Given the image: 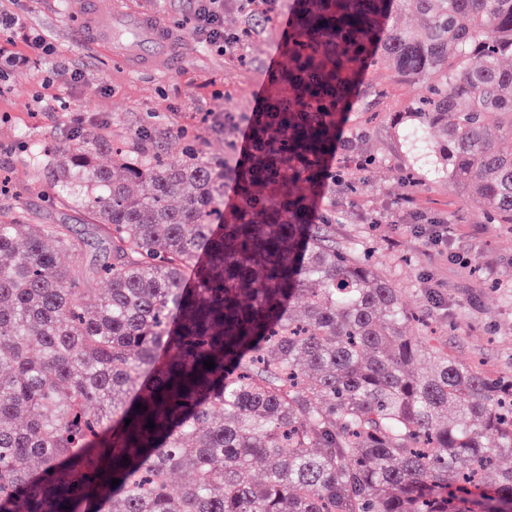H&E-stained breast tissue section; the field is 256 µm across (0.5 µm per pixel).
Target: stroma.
Returning <instances> with one entry per match:
<instances>
[{"label":"stroma","instance_id":"stroma-1","mask_svg":"<svg viewBox=\"0 0 512 512\" xmlns=\"http://www.w3.org/2000/svg\"><path fill=\"white\" fill-rule=\"evenodd\" d=\"M116 4L155 14L171 30L181 53L176 68H138L78 39L68 0H0V11L22 15L56 48L54 56L31 57L0 76V172L12 177L0 193V220L68 225L87 239L89 263L103 260L105 231L56 193L53 166L36 159L31 146L57 155L73 139L103 136L173 159L193 143L224 160V193L239 195L242 138L262 100L283 90L271 59H287L283 25L296 10V0H274L263 17L228 0L224 28L245 41L234 54L221 55L207 48L196 27L194 0H95L105 12ZM75 68L77 82L69 79ZM382 84L392 91L379 101L374 89ZM414 92L386 68L368 71L336 135L362 162L344 171L354 188L325 180L308 196L310 221H332L337 239L368 252L399 288L404 306L416 314L407 335L436 337L457 362L493 377L512 376V224L487 223L467 192L450 187L410 152L402 127ZM185 127L191 139L181 136ZM443 223L456 231L441 241L434 233Z\"/></svg>","mask_w":512,"mask_h":512}]
</instances>
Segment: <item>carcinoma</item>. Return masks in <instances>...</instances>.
Listing matches in <instances>:
<instances>
[{
	"mask_svg": "<svg viewBox=\"0 0 512 512\" xmlns=\"http://www.w3.org/2000/svg\"><path fill=\"white\" fill-rule=\"evenodd\" d=\"M402 2L421 28L389 25ZM292 28L281 139L303 163L284 178L239 171L226 211L222 160L116 150L117 180L106 142L80 140L55 188L112 259L87 266L65 224L0 221V512H512V379L405 335L399 289L308 223L302 193L334 148L305 98L339 122L386 62L421 87L404 139L512 224V0H298Z\"/></svg>",
	"mask_w": 512,
	"mask_h": 512,
	"instance_id": "cac0c4a2",
	"label": "carcinoma"
}]
</instances>
